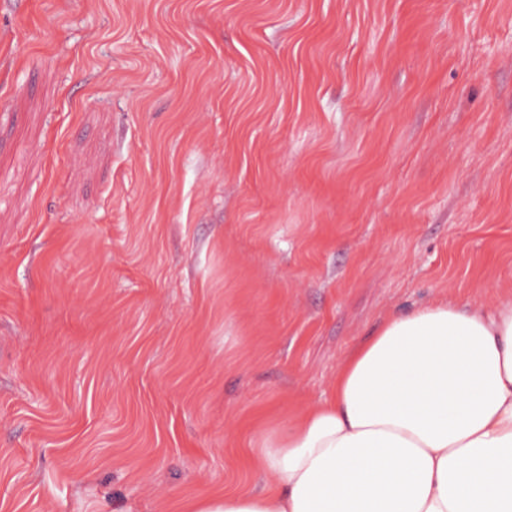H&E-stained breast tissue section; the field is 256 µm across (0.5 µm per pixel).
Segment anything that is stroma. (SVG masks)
Listing matches in <instances>:
<instances>
[{"mask_svg":"<svg viewBox=\"0 0 512 512\" xmlns=\"http://www.w3.org/2000/svg\"><path fill=\"white\" fill-rule=\"evenodd\" d=\"M512 293V0H0V512L260 482L393 311Z\"/></svg>","mask_w":512,"mask_h":512,"instance_id":"1","label":"stroma"}]
</instances>
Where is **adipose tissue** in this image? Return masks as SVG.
Listing matches in <instances>:
<instances>
[{"label": "adipose tissue", "instance_id": "obj_1", "mask_svg": "<svg viewBox=\"0 0 512 512\" xmlns=\"http://www.w3.org/2000/svg\"><path fill=\"white\" fill-rule=\"evenodd\" d=\"M245 462L262 489L189 512H512V293L391 314Z\"/></svg>", "mask_w": 512, "mask_h": 512}]
</instances>
